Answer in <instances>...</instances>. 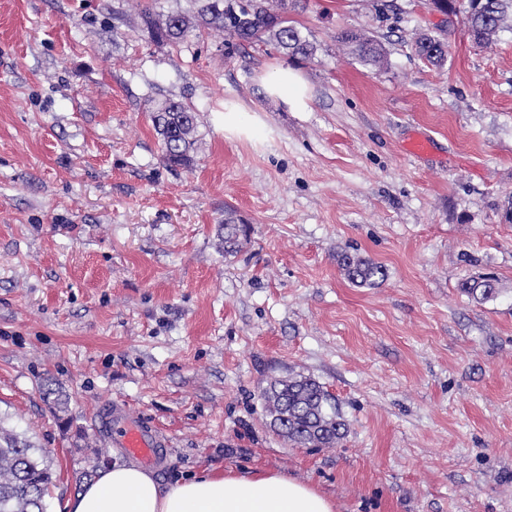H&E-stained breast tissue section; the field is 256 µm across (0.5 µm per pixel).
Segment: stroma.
I'll list each match as a JSON object with an SVG mask.
<instances>
[{
    "mask_svg": "<svg viewBox=\"0 0 512 512\" xmlns=\"http://www.w3.org/2000/svg\"><path fill=\"white\" fill-rule=\"evenodd\" d=\"M380 4L306 0L302 60L211 30L154 41L141 9L191 0H0V424L46 449L47 512L90 465L128 462L99 425L109 403L168 437L165 485L271 470L336 512H512V21L479 46L431 0ZM420 32L447 42L443 66L416 55ZM281 65L309 111L264 95ZM169 98L199 111L187 167L152 126ZM228 102L252 137L225 135ZM417 132L431 153L407 149ZM228 209L249 226L233 255ZM345 249L386 281L350 284ZM489 272L499 298L461 294ZM299 373L335 398L338 447L270 428L261 393ZM341 40L361 62L376 65L385 58V51L382 45L365 33L344 31L341 33Z\"/></svg>",
    "mask_w": 512,
    "mask_h": 512,
    "instance_id": "stroma-1",
    "label": "stroma"
}]
</instances>
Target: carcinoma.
<instances>
[{"label": "carcinoma", "instance_id": "obj_1", "mask_svg": "<svg viewBox=\"0 0 512 512\" xmlns=\"http://www.w3.org/2000/svg\"><path fill=\"white\" fill-rule=\"evenodd\" d=\"M194 10H177L160 23L150 10L141 12L144 25L157 39L171 44L184 41L195 31L215 30L227 43L237 46L270 44L286 55L309 59L315 47L288 10L301 0H193ZM447 15L462 10L473 40L487 45L512 16V0H432ZM341 40L351 53L367 64L385 58L382 45L358 31H344ZM414 49L426 63L441 67L448 56V44L441 38L420 33ZM161 141L162 160L168 165L192 161L197 114L178 101L162 102L151 116ZM224 253L238 252L248 240L244 220L233 211L224 212ZM344 277L356 287H373L387 278L386 268L369 258L348 251L336 255ZM460 291L476 301H491L502 292L494 276H472L460 284ZM270 427L297 447L334 448L348 432L335 399L316 380L303 375L275 379L261 396ZM46 451L29 444L0 426V512H45V496L52 484V472L45 464Z\"/></svg>", "mask_w": 512, "mask_h": 512}]
</instances>
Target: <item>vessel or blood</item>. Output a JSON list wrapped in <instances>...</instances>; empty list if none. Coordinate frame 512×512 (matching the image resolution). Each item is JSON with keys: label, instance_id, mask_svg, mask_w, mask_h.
Wrapping results in <instances>:
<instances>
[{"label": "vessel or blood", "instance_id": "vessel-or-blood-1", "mask_svg": "<svg viewBox=\"0 0 512 512\" xmlns=\"http://www.w3.org/2000/svg\"><path fill=\"white\" fill-rule=\"evenodd\" d=\"M101 422L112 446L124 449L143 464L150 466L158 462L162 448L169 445L161 432L135 420L127 408L107 406Z\"/></svg>", "mask_w": 512, "mask_h": 512}]
</instances>
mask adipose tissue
Instances as JSON below:
<instances>
[{"label":"adipose tissue","mask_w":512,"mask_h":512,"mask_svg":"<svg viewBox=\"0 0 512 512\" xmlns=\"http://www.w3.org/2000/svg\"><path fill=\"white\" fill-rule=\"evenodd\" d=\"M258 81L268 97L291 111H309V88L299 71L278 66L261 73ZM66 512H336V504L280 472L204 471L164 486L149 470L116 463L72 496Z\"/></svg>","instance_id":"1"}]
</instances>
